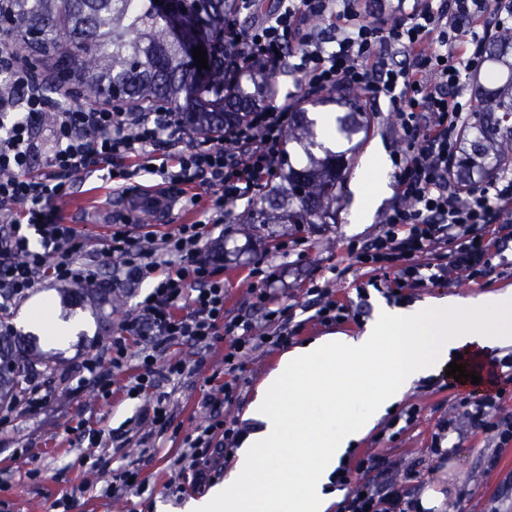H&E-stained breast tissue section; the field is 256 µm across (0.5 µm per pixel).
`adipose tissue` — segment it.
I'll return each mask as SVG.
<instances>
[{"label": "adipose tissue", "mask_w": 512, "mask_h": 512, "mask_svg": "<svg viewBox=\"0 0 512 512\" xmlns=\"http://www.w3.org/2000/svg\"><path fill=\"white\" fill-rule=\"evenodd\" d=\"M391 164L369 154L350 221L367 223L390 193ZM512 347V290L381 305L357 335L330 334L284 353L245 413L252 429L222 483L184 512H328L331 476L414 383L453 359L476 371Z\"/></svg>", "instance_id": "adipose-tissue-1"}]
</instances>
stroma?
<instances>
[{"instance_id": "obj_1", "label": "stroma", "mask_w": 512, "mask_h": 512, "mask_svg": "<svg viewBox=\"0 0 512 512\" xmlns=\"http://www.w3.org/2000/svg\"><path fill=\"white\" fill-rule=\"evenodd\" d=\"M363 119L368 131L356 147H349L342 138L335 144L336 150L353 152V168L343 181L335 223L302 229L291 224H253L248 212L241 208L231 216L224 234V287L229 309H237L243 300L244 265L274 258L275 241L299 235L307 240L305 258L291 257L282 262L277 296L280 303L289 304L304 289L323 285L330 267L341 265L343 243L367 240L381 230L383 216L393 205L395 194L382 198L370 223L356 228L348 222L355 168L374 151L392 150L385 115L367 112ZM74 181V192L62 203L61 214L66 223L83 229L91 247H99L108 235V226L120 221L119 194L111 184L100 183L80 172L75 173ZM118 292L123 297L121 308L107 305L97 314L87 306L72 308V317L80 318L81 324L66 345L54 349L49 343H42V350L55 351L58 372L48 380L49 403L36 413L15 408L12 430L0 436V448L15 452L14 458L0 460L5 469L0 475V512H156L160 504L166 512H181L186 495L170 494L163 486L166 457L160 455L144 464L143 472L150 477L148 491L140 495L131 490L115 500L104 494L112 471L135 460L138 447L116 448L109 444L89 454L77 440L78 425L86 424L108 433L132 418L140 405L139 400L120 393L106 402L91 390H71L63 380L80 358L111 341L125 313L146 294L147 288L145 282L128 281ZM279 358L276 351L256 355L242 376L232 416L244 417L249 401ZM218 367L217 358L210 357L197 374L176 384L164 383L163 389L169 392L170 405L176 412L174 424L179 434H186L201 420L200 401L208 390L206 379ZM458 393V388L450 385L444 375L419 381L402 400L403 405L419 407L417 421L396 440L383 441L382 446L399 469L419 471L417 488L432 487L443 493L444 499L435 512H450L456 504L464 512H512V447L497 454L484 434L468 433L457 448L451 449L449 459H437L430 452L438 418L441 412L452 409ZM494 454L499 460L492 467L488 461Z\"/></svg>"}]
</instances>
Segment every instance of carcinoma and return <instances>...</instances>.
Returning <instances> with one entry per match:
<instances>
[{"mask_svg":"<svg viewBox=\"0 0 512 512\" xmlns=\"http://www.w3.org/2000/svg\"><path fill=\"white\" fill-rule=\"evenodd\" d=\"M200 24H191L189 38L209 47V69L184 66V38L160 15L154 0H11L8 32L0 49L27 45L47 66L74 76L87 97L98 102L113 93L132 104L159 103L181 113L185 134L222 136L224 128L240 120L266 98L273 75L250 73L233 84L224 79V16L233 0H197ZM41 32L35 42L28 39ZM484 57L506 71L495 87L476 83L479 105L468 127L459 160L463 177L490 174L512 160V32L488 40ZM359 113L336 119V133L345 139L364 128ZM293 125L306 130L298 143L309 165L281 170L280 183L256 203L252 224H334L336 203L345 169L344 155L317 139L307 111L296 113ZM6 316L0 323V407L17 400L36 368L32 345L36 339L17 332ZM51 373L55 367L41 364Z\"/></svg>","mask_w":512,"mask_h":512,"instance_id":"1","label":"carcinoma"}]
</instances>
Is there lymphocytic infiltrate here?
<instances>
[{"label":"lymphocytic infiltrate","instance_id":"lymphocytic-infiltrate-1","mask_svg":"<svg viewBox=\"0 0 512 512\" xmlns=\"http://www.w3.org/2000/svg\"><path fill=\"white\" fill-rule=\"evenodd\" d=\"M317 18L324 27H314ZM511 29L512 0H497L493 11L487 0H410L383 18L371 17L363 0H276L263 15L254 0H238L225 18L226 80L285 66L299 75L304 95L353 94L371 111H388L397 202L378 234L345 246L349 267L370 274L356 289L360 300L372 289L391 296L402 286L482 285L503 267L512 245V164L464 184L455 165L475 108L465 80L483 68L482 45ZM0 72L15 88L0 96V116L10 120L0 134V298L22 300L47 276L77 286L97 284L105 274L151 279L148 296L126 314L117 336L65 380L103 399L118 392L142 398L117 439L160 438L175 418L162 382L195 372L188 360L168 357V349L222 351L224 380L204 395L203 421L170 457V492H182L186 478L203 489L244 434L228 411L253 355L288 346L305 325L354 316L324 286L280 304L272 290L277 271L264 261L252 263L244 279L245 312L232 314L224 265L202 254L232 207L251 203L277 179L294 106L257 107L200 147L185 142L179 113L167 107L102 103L63 112L67 87L23 54L1 51ZM51 111L57 117L48 128L43 118ZM80 171L105 172L122 190L140 174L156 175L198 218L159 234L128 216L92 249L60 214ZM504 398L499 388L457 400L455 412L436 424L431 453L444 457V441L466 428L490 436L496 448L512 446V409ZM391 469L377 448L341 464L336 512H419L410 488L415 470L397 478Z\"/></svg>","mask_w":512,"mask_h":512}]
</instances>
